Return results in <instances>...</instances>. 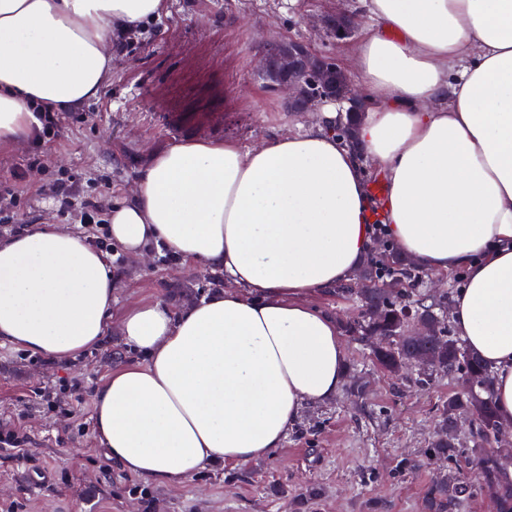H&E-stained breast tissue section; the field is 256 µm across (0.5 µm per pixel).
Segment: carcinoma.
I'll list each match as a JSON object with an SVG mask.
<instances>
[{
    "label": "carcinoma",
    "instance_id": "carcinoma-1",
    "mask_svg": "<svg viewBox=\"0 0 512 512\" xmlns=\"http://www.w3.org/2000/svg\"><path fill=\"white\" fill-rule=\"evenodd\" d=\"M364 270L362 286L353 282L341 287V291L348 293L358 287L365 298L363 316L346 323L345 332L362 339L367 336L384 337L385 341L375 350V358L390 374L397 375L407 365L413 364L427 379L437 373L457 374L461 378L470 377L477 384L475 389L470 388L448 398L430 452L434 458L452 457L461 447L453 430V420L462 410L473 411L472 441L475 448L466 457V465L476 473L477 483H472L469 474L461 470L455 476L433 483L427 492L429 512H459L464 498L478 491L493 499L496 512H512V479L507 475L509 464L497 452L481 448V444L496 438L502 428L494 404L487 397L493 384L490 371L469 352L462 340L451 334L445 305L424 304L410 287H388L395 278L406 280L411 277L410 263L405 256L390 250L379 258L369 259ZM411 320L425 325L426 339L415 341L404 335Z\"/></svg>",
    "mask_w": 512,
    "mask_h": 512
}]
</instances>
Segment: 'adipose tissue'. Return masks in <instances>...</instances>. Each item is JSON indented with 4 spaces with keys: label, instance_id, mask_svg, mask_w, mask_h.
Listing matches in <instances>:
<instances>
[{
    "label": "adipose tissue",
    "instance_id": "adipose-tissue-1",
    "mask_svg": "<svg viewBox=\"0 0 512 512\" xmlns=\"http://www.w3.org/2000/svg\"><path fill=\"white\" fill-rule=\"evenodd\" d=\"M359 2L370 24L349 72L368 99L354 142L324 111L247 148L176 144L112 206L109 234L127 254L164 248L222 271L223 289L116 319L112 268L85 236L43 224L0 238V345L74 359L115 319L144 354L93 395L95 438L124 472L178 485L213 463H249L282 446L306 405L333 399L346 349L310 299L353 282L377 221L414 273L464 271L451 321L492 370V401L512 428V0ZM164 8L0 0V145L33 136L36 105L96 99L112 34Z\"/></svg>",
    "mask_w": 512,
    "mask_h": 512
}]
</instances>
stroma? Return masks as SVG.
<instances>
[{
  "label": "stroma",
  "instance_id": "35a3bbf8",
  "mask_svg": "<svg viewBox=\"0 0 512 512\" xmlns=\"http://www.w3.org/2000/svg\"><path fill=\"white\" fill-rule=\"evenodd\" d=\"M358 0H167L162 15L124 50L97 99L62 112L47 151L0 148V185L13 201L0 236L35 224L80 230L91 243L105 225L80 223L86 200L109 213L129 195L150 157L196 139L238 141L301 131L312 112L292 111L258 71L267 45L296 39L348 67L362 35L338 41L316 28ZM64 185L67 198L55 193ZM115 312L164 300L178 309L223 288L222 274L190 268L152 249L147 262L113 247ZM345 388L303 409L282 447L236 466L210 465L178 486L146 483L113 465L94 437L93 399L108 371L140 361L117 331L71 363L0 346V427L29 436L23 454L0 449V512H427L441 470L428 457L440 410L457 377L420 383L416 370L384 373L371 341L343 338ZM364 387L355 396L353 384Z\"/></svg>",
  "mask_w": 512,
  "mask_h": 512
}]
</instances>
